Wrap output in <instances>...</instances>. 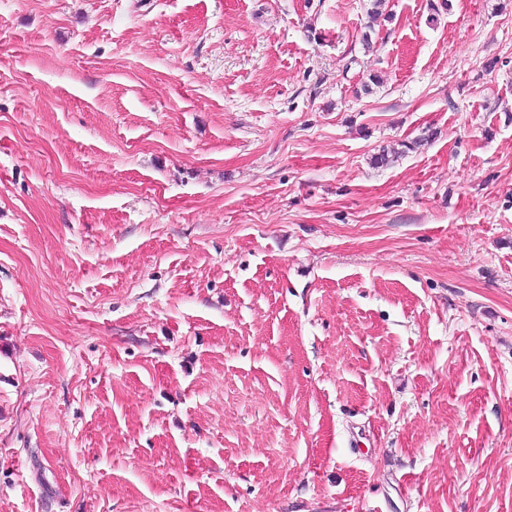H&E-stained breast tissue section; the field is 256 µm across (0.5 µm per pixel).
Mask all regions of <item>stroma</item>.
<instances>
[{"label":"stroma","mask_w":512,"mask_h":512,"mask_svg":"<svg viewBox=\"0 0 512 512\" xmlns=\"http://www.w3.org/2000/svg\"><path fill=\"white\" fill-rule=\"evenodd\" d=\"M370 7L0 0V512H512V0Z\"/></svg>","instance_id":"1"}]
</instances>
